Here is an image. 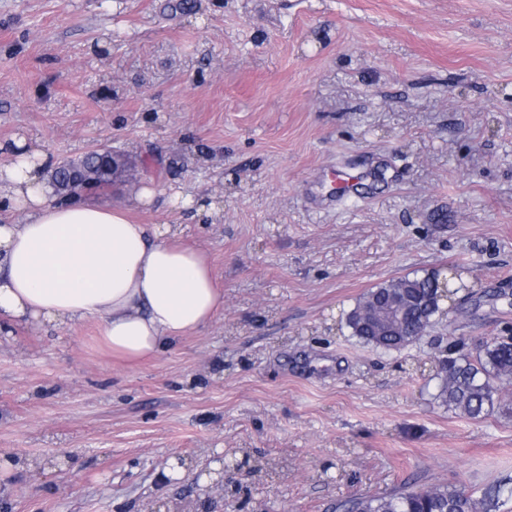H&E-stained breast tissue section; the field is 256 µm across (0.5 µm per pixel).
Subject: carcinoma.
I'll list each match as a JSON object with an SVG mask.
<instances>
[{"label":"carcinoma","instance_id":"cac0c4a2","mask_svg":"<svg viewBox=\"0 0 512 512\" xmlns=\"http://www.w3.org/2000/svg\"><path fill=\"white\" fill-rule=\"evenodd\" d=\"M112 160L88 152L76 161L54 166L48 172L55 192L64 197L81 184L88 171L98 173L95 189L112 186ZM474 272L468 263L448 269V300L467 288L463 275ZM437 275H405L364 294L345 317L351 336L384 351H400L418 342L442 312L437 298ZM441 386L436 399L451 411L480 420L503 407L502 394L512 385V336H494L481 346L464 351L448 347V365H439ZM508 483L485 489L480 496L454 485L418 490H395L383 496H363L343 504L344 512H490L497 507Z\"/></svg>","mask_w":512,"mask_h":512}]
</instances>
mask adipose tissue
I'll return each mask as SVG.
<instances>
[{
	"label": "adipose tissue",
	"mask_w": 512,
	"mask_h": 512,
	"mask_svg": "<svg viewBox=\"0 0 512 512\" xmlns=\"http://www.w3.org/2000/svg\"><path fill=\"white\" fill-rule=\"evenodd\" d=\"M0 326L96 319L113 354L136 361L208 326L224 305L205 254L123 206L51 200L46 155L0 145Z\"/></svg>",
	"instance_id": "obj_1"
}]
</instances>
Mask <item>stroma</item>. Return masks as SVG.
<instances>
[{"instance_id": "obj_1", "label": "stroma", "mask_w": 512, "mask_h": 512, "mask_svg": "<svg viewBox=\"0 0 512 512\" xmlns=\"http://www.w3.org/2000/svg\"><path fill=\"white\" fill-rule=\"evenodd\" d=\"M16 141L134 161L99 201L152 184L134 219L206 252L224 307L136 364L93 320L0 332V512H342L512 477V416L448 411L433 362L512 334V0H0ZM457 262L476 284L416 344L341 328Z\"/></svg>"}]
</instances>
